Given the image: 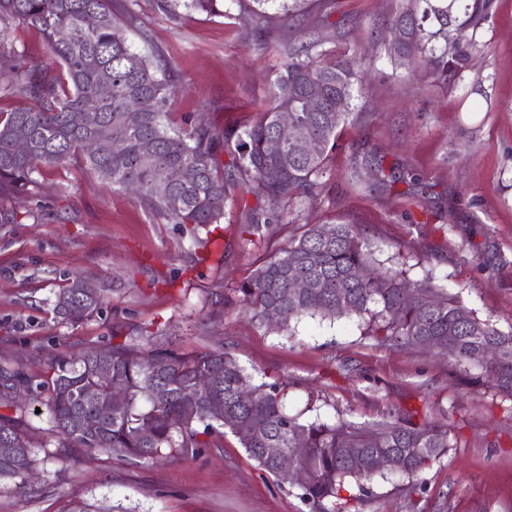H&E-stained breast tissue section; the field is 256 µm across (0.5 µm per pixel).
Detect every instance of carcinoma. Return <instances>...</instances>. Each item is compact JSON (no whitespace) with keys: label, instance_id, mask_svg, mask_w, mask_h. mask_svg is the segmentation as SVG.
<instances>
[{"label":"carcinoma","instance_id":"1","mask_svg":"<svg viewBox=\"0 0 512 512\" xmlns=\"http://www.w3.org/2000/svg\"><path fill=\"white\" fill-rule=\"evenodd\" d=\"M137 0H0V68L13 74L9 86L26 101L12 112H0V199L25 194L37 184L43 168L80 161L106 186L130 189L147 209L189 231L195 243L206 245L200 231L224 219L227 196L224 144L233 140V167L246 192L257 203L247 208V232L254 236L278 219L280 203L311 190L324 172L335 144L336 130L349 108L356 73L354 62L311 55L316 46L283 44L266 36L263 48H273L288 59L275 90L252 125L215 132L196 124L176 125L171 106L176 74L159 51L141 53L122 33L138 20ZM221 0H155L169 17L180 11L220 13ZM258 25L268 30L278 15L261 9L279 5L283 15L327 8L326 0H252ZM495 0H401L393 21L407 23L403 44L394 48L401 58H414L436 80L459 78L470 67L475 39L458 41L457 31L477 33L490 21ZM93 14L89 28L84 17ZM18 22L43 34L47 60L27 64L14 47L9 23ZM305 90L322 101L312 112L290 88ZM97 99L100 122L89 129L82 122L85 103ZM293 113L296 122L318 142V150L285 142L281 153L270 154L268 141L283 135L277 114ZM26 129L31 150L14 151L18 132ZM98 139L99 150L87 154L83 141ZM123 144L112 152V142ZM190 168L191 182L171 184L167 195L156 184L170 170ZM275 170L272 181L266 172ZM363 268L367 275L356 276ZM297 278L315 281L317 288L297 293ZM411 292H405V289ZM235 292L252 318L267 322L271 310L280 313L277 327L288 328L306 317L334 320L358 318L361 335L390 346H414L450 358L463 374L480 370L479 379L512 400V331L505 333L490 319H481L459 297L431 284L430 278L411 282L399 271L375 266L372 251L353 224H306L288 247L277 251L242 281ZM105 304L101 289L88 294L84 281L75 278L55 295L54 310L63 321L76 325L90 319ZM109 367L127 391L124 407L80 408L77 396L94 387L106 395L99 370ZM211 377L208 389L198 391L195 381ZM19 386L25 402H12L16 414L0 415V483L25 487L37 464L26 415L30 407L45 406L50 431L63 448L102 451L128 464L174 461L197 455L206 442L201 437L224 435L237 439L260 470L280 487L293 485L288 472L264 455L265 448L293 454L298 436L306 453L295 465L307 473L301 499L310 512H340L343 492L353 486L362 493L375 476L395 475L416 489L422 474L451 448L450 431L431 421H416L406 412L370 426L343 419H302L290 414L285 401L288 384L255 383L246 370L222 348L183 352L174 347L135 351L125 344L90 349L78 355L53 354L40 376L14 363H0V397ZM248 399L240 401V390ZM151 436L144 437L145 431ZM366 464L350 460L353 451ZM377 454L393 459V467L374 470L368 461Z\"/></svg>","mask_w":512,"mask_h":512}]
</instances>
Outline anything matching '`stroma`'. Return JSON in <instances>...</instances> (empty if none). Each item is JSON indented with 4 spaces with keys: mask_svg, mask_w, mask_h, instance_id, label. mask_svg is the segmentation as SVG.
Wrapping results in <instances>:
<instances>
[{
    "mask_svg": "<svg viewBox=\"0 0 512 512\" xmlns=\"http://www.w3.org/2000/svg\"><path fill=\"white\" fill-rule=\"evenodd\" d=\"M399 0H334L327 19H281L277 40L316 28L322 52L358 62L349 115L313 193L282 203L263 235L245 231L239 175L224 168L223 224L206 248L70 163L43 169L31 194L0 200V361L39 375L54 351L115 341L137 349L223 347L254 380L288 385L290 412L371 425L402 411L448 427L451 446L414 492L375 478L346 512H512V400L465 383L448 359L363 336L356 317L305 318L291 329L242 312L236 288L306 224L356 226L376 261L410 280L458 294L480 318L512 330V0L476 39L471 69L444 82L394 55L389 21ZM124 28L141 52L157 49L178 74L173 120L221 131L261 117L286 59L261 48L246 0L218 15L160 13L138 0ZM375 154L385 183L352 174ZM412 173L416 182L397 180ZM81 276L107 304L83 324L62 322L54 295ZM38 468L31 489L0 486V512H309L278 487L232 434L198 457L128 465L102 452L58 447L47 413L31 415Z\"/></svg>",
    "mask_w": 512,
    "mask_h": 512,
    "instance_id": "obj_1",
    "label": "stroma"
}]
</instances>
